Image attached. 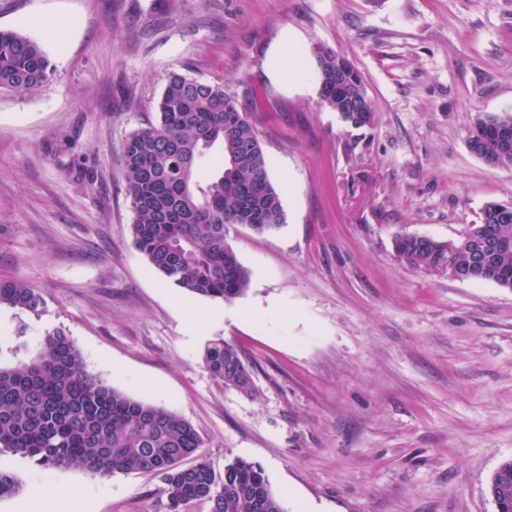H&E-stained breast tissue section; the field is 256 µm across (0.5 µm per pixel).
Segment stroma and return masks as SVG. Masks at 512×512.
I'll return each instance as SVG.
<instances>
[{
  "mask_svg": "<svg viewBox=\"0 0 512 512\" xmlns=\"http://www.w3.org/2000/svg\"><path fill=\"white\" fill-rule=\"evenodd\" d=\"M0 29L53 68L35 93L0 92V280L45 300L38 316L1 309L0 343L21 320L32 347L63 330L89 372L188 420L216 474L260 464L284 512H495L512 289L407 267L392 240H448L512 202V165L467 146L477 116L512 113V0H0ZM289 33L306 92L267 72ZM320 48L361 73L371 125L322 103ZM174 72L244 105L286 215L263 234L227 225L250 281L226 302L177 288L132 244L124 144ZM218 340L250 362L257 395L206 369ZM0 468L20 483L0 512H36L60 486L83 512H165L157 473L10 453Z\"/></svg>",
  "mask_w": 512,
  "mask_h": 512,
  "instance_id": "stroma-1",
  "label": "stroma"
}]
</instances>
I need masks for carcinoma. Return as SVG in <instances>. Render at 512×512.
Instances as JSON below:
<instances>
[{
    "instance_id": "cac0c4a2",
    "label": "carcinoma",
    "mask_w": 512,
    "mask_h": 512,
    "mask_svg": "<svg viewBox=\"0 0 512 512\" xmlns=\"http://www.w3.org/2000/svg\"><path fill=\"white\" fill-rule=\"evenodd\" d=\"M358 81L336 86V64ZM322 102L341 119L365 126L374 105L362 76L344 56L316 52ZM41 46L17 31L0 30V89L30 93L49 79ZM156 122L133 132L124 150V178L134 212V247L176 287L213 300L242 295L249 273L226 238V225L255 232L285 222L281 196L270 180L268 162L253 126L220 83L181 74L170 76L158 101ZM512 136V114L479 115L472 131L483 133L486 152L512 163V147L501 151L496 130ZM219 144L223 160L205 186L196 179L204 151ZM492 240L501 247L485 254L474 279L512 288V218L484 207L480 223L466 234L465 247L431 240L422 245L408 234L393 238L395 257L414 269H462L471 253ZM37 314L44 298L27 284L0 280V307ZM18 347H0V452L18 454L47 468H77L100 477L117 473L163 475L166 512H189L198 501L209 512H283L263 468L235 457L217 478L192 424L180 415L131 398L91 374L74 342L54 329L25 360ZM204 363L224 387L253 396V374L240 350L226 341L209 344ZM194 458L191 465L183 461ZM20 492L16 477L0 470V499ZM488 493L497 512H512V459L493 473Z\"/></svg>"
}]
</instances>
